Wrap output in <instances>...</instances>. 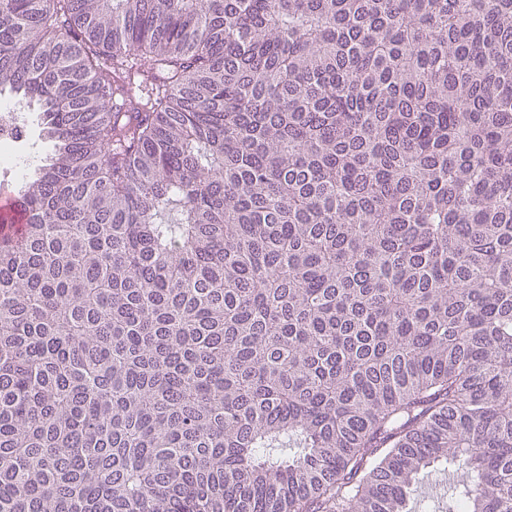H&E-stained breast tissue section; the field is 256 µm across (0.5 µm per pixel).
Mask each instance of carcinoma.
Returning a JSON list of instances; mask_svg holds the SVG:
<instances>
[{"label": "carcinoma", "instance_id": "1", "mask_svg": "<svg viewBox=\"0 0 512 512\" xmlns=\"http://www.w3.org/2000/svg\"><path fill=\"white\" fill-rule=\"evenodd\" d=\"M6 90L0 512H512V0H0ZM2 104H15L7 93L0 96V106ZM0 107V149L15 147L16 144L22 142L13 149V152L21 157V177L20 179H12L6 175L0 174V214L2 218H6L7 222L16 225L17 228L21 224H25L27 219L23 213L13 192L7 188H15L20 182L30 177L34 170L42 164L41 162L50 154L53 146L52 143L45 138L43 125L40 119V112L27 111L25 109L24 116L27 120L26 135L25 120L21 110L12 106ZM24 138V139H23ZM5 185V186H4Z\"/></svg>", "mask_w": 512, "mask_h": 512}]
</instances>
